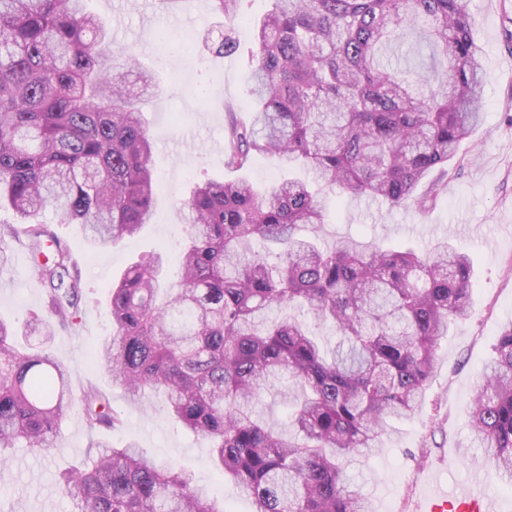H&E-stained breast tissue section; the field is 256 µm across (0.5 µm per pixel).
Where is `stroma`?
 <instances>
[{
  "mask_svg": "<svg viewBox=\"0 0 512 512\" xmlns=\"http://www.w3.org/2000/svg\"><path fill=\"white\" fill-rule=\"evenodd\" d=\"M88 6L106 19L116 44L130 48L155 73L144 108L155 143L156 201L151 223L137 236L95 252L86 249L79 225L60 223L53 210L45 211L44 223L73 247L82 272L79 323L57 329L51 349L71 369L73 396L88 384L109 395L123 419L113 441L134 443L157 462L191 475L224 500L228 512H255L253 502L236 494L211 466L206 441L170 418L164 397L143 404L131 400L92 359L100 340L112 332L105 284L157 252L176 263L186 228L183 202L198 183L233 179L224 167V128L229 118H250L247 78L255 46L250 21L271 3L240 0L229 22L238 48L224 56L205 45L221 22L210 0H88ZM467 11L487 73L483 122L450 163L446 189L423 211L368 198L326 197L324 241L350 235L388 249L428 247L445 239L474 265L473 311L441 342L420 409L392 421L372 454L346 462L348 476L374 512H417L432 488L473 484L485 486L498 512H512V482L472 448L468 423L472 389L501 329L512 322V0H467ZM0 246L8 256L0 268V315L21 328L31 314H45L43 286L20 242L8 239ZM98 438L77 407L47 453L13 449L0 463V512H72L71 502L57 492V477L79 466Z\"/></svg>",
  "mask_w": 512,
  "mask_h": 512,
  "instance_id": "35a3bbf8",
  "label": "stroma"
}]
</instances>
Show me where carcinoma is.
<instances>
[{
    "instance_id": "carcinoma-1",
    "label": "carcinoma",
    "mask_w": 512,
    "mask_h": 512,
    "mask_svg": "<svg viewBox=\"0 0 512 512\" xmlns=\"http://www.w3.org/2000/svg\"><path fill=\"white\" fill-rule=\"evenodd\" d=\"M416 28L432 50L419 79L384 61L398 32ZM254 39L251 119L228 123L224 168L271 155L306 178L264 190L245 178L196 184L177 280L157 255L112 283V335L97 364L134 398L163 394L255 512H371L343 460L379 447L387 421L419 409L440 340L473 307V266L446 240L385 250L301 231L325 223L316 186L430 206L482 122L480 48L466 0H272ZM212 42L236 49L230 29ZM135 83L147 90L154 75L113 44L86 0H0V209L23 224L50 315L27 324L41 342L25 351L0 318V461L19 442L47 451L74 406L69 366L50 345L56 328L76 324L81 275L43 211L55 207L99 248L152 219V143ZM257 241L278 262L253 250ZM306 315L335 328L336 344L312 334ZM283 379L293 399L286 432L255 411ZM81 408L92 431L122 424L92 386ZM469 423L511 479L512 324L476 383ZM92 448L57 480L72 512H227L133 443Z\"/></svg>"
}]
</instances>
